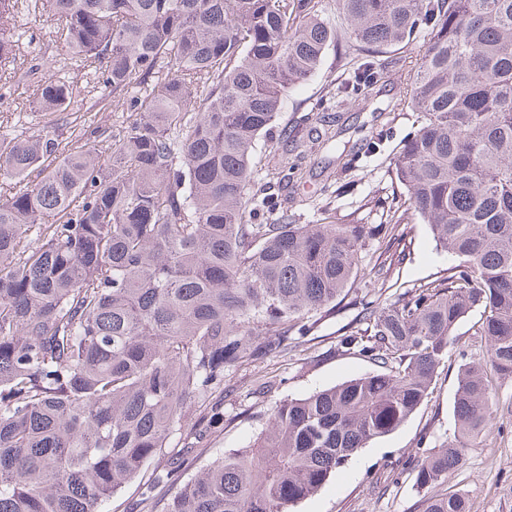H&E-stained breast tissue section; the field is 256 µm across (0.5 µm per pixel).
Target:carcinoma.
Wrapping results in <instances>:
<instances>
[{
  "label": "carcinoma",
  "instance_id": "cac0c4a2",
  "mask_svg": "<svg viewBox=\"0 0 512 512\" xmlns=\"http://www.w3.org/2000/svg\"><path fill=\"white\" fill-rule=\"evenodd\" d=\"M0 0V61L14 54ZM74 62L100 70L127 125L74 128L111 145L59 150L35 136L0 138V512H100V504L165 455L196 407L195 439L224 426L226 373L288 350L310 314L332 310L365 246L381 243L374 286H393L415 217L455 257L396 303L367 306L341 345L380 367L281 401L255 442L181 482L168 456L144 483L147 512H288L370 441L397 430L430 394L448 343L469 313L486 359L463 361L458 436L417 465L429 487L491 421L488 376L512 379V0H37ZM336 46L318 125L293 149L256 145L282 98ZM403 76L387 114L413 112L394 158L382 224L327 213L295 224L288 187L299 160L336 136L348 87L371 93ZM74 88L48 80L44 114L67 112ZM277 217L249 222L262 212ZM176 488L167 502L153 495ZM425 512H470L467 498L427 499Z\"/></svg>",
  "mask_w": 512,
  "mask_h": 512
}]
</instances>
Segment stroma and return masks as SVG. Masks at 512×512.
<instances>
[{"instance_id": "35a3bbf8", "label": "stroma", "mask_w": 512, "mask_h": 512, "mask_svg": "<svg viewBox=\"0 0 512 512\" xmlns=\"http://www.w3.org/2000/svg\"><path fill=\"white\" fill-rule=\"evenodd\" d=\"M11 25L20 39L15 59L0 62V136L39 135L66 149L72 143L73 126L83 115H94L101 125L125 121L122 110L100 111L99 88L82 67L65 62L64 44L54 22L23 6ZM335 71L336 49L331 46L320 73L285 95L270 140H277L281 130L300 136L314 125L325 106V80ZM49 78H64L76 87L71 110L50 118L29 106L39 85ZM401 88L400 78L395 77L379 92L350 94L342 133L305 159L307 173L293 186L295 197L302 201L293 210L296 223H315L324 209L344 223L383 222L379 203L397 188L392 157L415 127V117L409 112L395 113L390 121L381 116ZM352 149L357 152L356 163L352 169H343L339 156ZM370 198L375 199V206H367ZM403 244L406 258L394 274L397 286L379 292L371 273L373 262L365 260L350 285L353 305L339 306L332 315H314L307 340L299 347L228 376L224 426L212 433L201 462L224 450L253 444L283 399L302 397L374 371L368 358L340 344L344 326L359 312L358 302L394 303L401 288L432 282L453 263L449 254L437 248L428 225L409 224ZM479 319L474 313L458 326L448 356L437 369L432 392L419 409L394 433L368 443L315 495L295 505L293 512H423L425 497L456 491L468 498L470 512H512V379L497 381V410L482 435L468 443L461 464L447 481L429 487L416 483L417 462L455 437L458 367L462 359L478 360L486 353L484 343L474 334ZM263 375L271 377L275 386L258 398L252 389Z\"/></svg>"}]
</instances>
